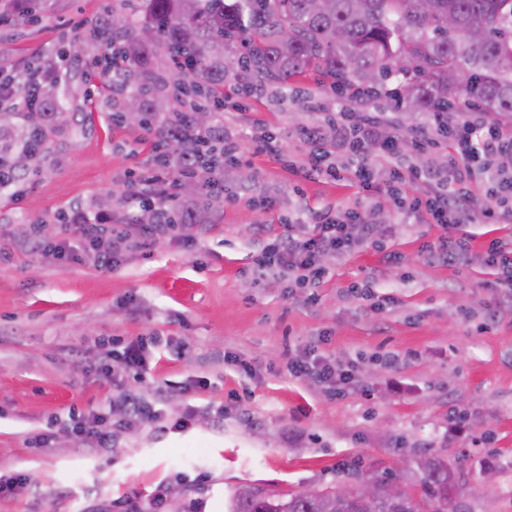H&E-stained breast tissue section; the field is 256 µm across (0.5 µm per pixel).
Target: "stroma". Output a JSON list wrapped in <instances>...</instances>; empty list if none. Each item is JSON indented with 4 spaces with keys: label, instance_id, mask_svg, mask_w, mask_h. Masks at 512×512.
Instances as JSON below:
<instances>
[{
    "label": "stroma",
    "instance_id": "stroma-1",
    "mask_svg": "<svg viewBox=\"0 0 512 512\" xmlns=\"http://www.w3.org/2000/svg\"><path fill=\"white\" fill-rule=\"evenodd\" d=\"M113 0H51L36 24L0 30V63L68 48L61 30L85 42L62 100L91 115L85 134L63 139L31 175L20 199L0 194V477L28 475L25 489L0 495V512H224L240 486L288 493L334 486L338 469L412 473L419 455L447 461L484 484L471 512H512V304L480 263L457 269L427 262L434 224L403 214L380 196L370 209L357 185L309 179L254 150L268 133L294 160L310 150L306 128L331 112H385L338 95L317 74L299 77L287 98L255 91L246 113L224 123L240 161L224 176L204 228L182 226L151 252L133 251L117 269L47 259L19 241L26 224L59 229L80 205L111 197L124 217L127 174L150 167L158 131L112 120L111 73L89 72L98 45L92 21ZM372 214L383 249L364 246L322 260L316 305L288 296L282 281H255L258 241L284 222L306 223L302 204ZM401 253L403 265L384 259ZM369 285L382 308L353 293ZM325 354L358 380L336 398L297 378L288 361L319 335ZM144 339V364L116 388L102 371L105 351ZM151 402L154 417L112 416V448L76 447L72 419L119 405L124 389ZM185 429L173 424L185 414ZM48 435L44 447L34 439Z\"/></svg>",
    "mask_w": 512,
    "mask_h": 512
}]
</instances>
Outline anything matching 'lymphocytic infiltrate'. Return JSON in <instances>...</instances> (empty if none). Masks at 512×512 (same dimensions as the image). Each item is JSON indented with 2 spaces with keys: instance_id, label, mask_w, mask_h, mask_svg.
<instances>
[{
  "instance_id": "lymphocytic-infiltrate-1",
  "label": "lymphocytic infiltrate",
  "mask_w": 512,
  "mask_h": 512,
  "mask_svg": "<svg viewBox=\"0 0 512 512\" xmlns=\"http://www.w3.org/2000/svg\"><path fill=\"white\" fill-rule=\"evenodd\" d=\"M329 127L336 139L331 150L318 131L306 132L313 149L299 165L304 177L352 181L368 190L374 183L376 167H383L388 172L387 194L407 199L409 210L422 223L442 229L437 240L422 245V253L452 267L480 261L495 271L494 285L501 288L503 298H512V240L491 239L475 254L468 238L456 233L459 224L470 218L471 201L480 191L487 197L485 218L512 219V178H502L492 168L494 160L512 157L511 127L489 120L486 113L475 109L456 120L444 112L428 113L419 131L421 143L433 148L445 145L449 152L442 166L420 170L407 164L401 154L398 126L388 113L367 112L354 120L349 113L340 112ZM337 149L346 153V163L334 161ZM154 151L160 163L140 173H129L127 181V200L155 217L154 223L140 228L138 246L142 249L151 248L178 228L184 216L176 185L179 179L198 175L194 169L174 171L166 160L165 146L155 145ZM413 182L420 183L421 191L411 197L406 186ZM61 232L58 240L34 238L33 249L57 261L77 263L89 254L96 267L107 270L120 266L129 250L124 226L105 211L70 207ZM363 245L380 247L377 225L360 213L325 207L314 211L312 223L299 225L296 231L266 243L253 260L251 275L257 281L274 275L294 281L306 289L303 302L313 304L317 298L311 289L326 274L321 256H340ZM288 369L292 375L316 381L337 395L356 381L352 373L322 354L315 344L291 359Z\"/></svg>"
}]
</instances>
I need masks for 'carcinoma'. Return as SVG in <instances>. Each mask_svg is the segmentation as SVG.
<instances>
[{
    "label": "carcinoma",
    "instance_id": "1",
    "mask_svg": "<svg viewBox=\"0 0 512 512\" xmlns=\"http://www.w3.org/2000/svg\"><path fill=\"white\" fill-rule=\"evenodd\" d=\"M112 13L124 15L125 24L116 28L109 17L97 30L104 69L116 58L122 63L112 91L138 102L140 125L161 121L160 136L171 142L180 167L201 163V135L212 124L199 125L191 112L183 137L170 130L162 81L142 68L156 49L189 61L194 87L209 95L224 91L230 68L247 88L286 89L316 71L368 101L395 78L416 112L450 107L452 92L463 105L512 116V70L501 68V59L512 55V0H120ZM462 65L470 79L456 86L451 77ZM40 80L41 111L0 112V160L22 177L43 166L54 140L83 127L58 98L59 76L45 71ZM182 199L191 211L187 223H206L208 211L196 194ZM418 468L420 492H406L405 512H460L448 463L425 453ZM334 496V490L307 499L271 496L242 487L225 512H395L382 496L367 505L348 500L343 510L332 504Z\"/></svg>",
    "mask_w": 512,
    "mask_h": 512
}]
</instances>
